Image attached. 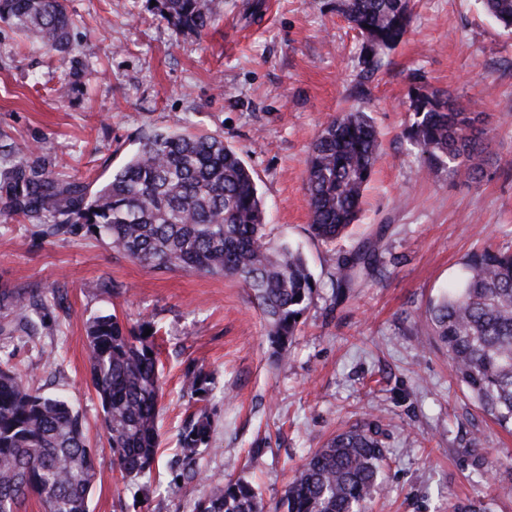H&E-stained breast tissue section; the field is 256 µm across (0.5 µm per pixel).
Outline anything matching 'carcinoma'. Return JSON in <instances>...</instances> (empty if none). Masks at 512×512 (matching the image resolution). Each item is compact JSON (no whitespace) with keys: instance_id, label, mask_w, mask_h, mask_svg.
<instances>
[{"instance_id":"1","label":"carcinoma","mask_w":512,"mask_h":512,"mask_svg":"<svg viewBox=\"0 0 512 512\" xmlns=\"http://www.w3.org/2000/svg\"><path fill=\"white\" fill-rule=\"evenodd\" d=\"M482 10L512 30V0H480ZM164 19L179 33L202 34L216 17L215 0H160ZM336 11L366 44L362 64L379 69L386 51L407 33L411 0H336ZM0 21L35 36L48 53L74 50L75 19L67 0H0ZM405 136L428 168L453 179L482 172L480 113L467 111L449 91L420 81L411 88ZM381 156L372 118L350 110L332 118L311 144L305 168L311 234L325 243L345 236L358 219L363 191ZM7 214L53 223L45 235L91 236L160 272L185 271L238 280L251 292L284 346L317 292L303 253L270 245L265 209L241 153L223 136L155 131L98 190L18 157L4 181ZM375 240L339 256L333 287L348 292L379 271ZM432 333L448 350L456 377L497 424L512 430V250L474 256L466 274L426 312ZM151 334L144 335L145 330ZM146 323L124 325L112 313L87 327L92 387L99 399L113 463L136 478L151 472L158 443L159 358ZM182 391L197 401L209 375L190 365ZM212 420L193 413L179 448L193 456L208 446ZM385 449L379 431L352 425L311 452L297 469L275 512H363L380 486ZM95 455L83 419L66 401L42 394L0 363V512H21L35 497L43 512H89ZM195 512H261L244 482L213 486Z\"/></svg>"}]
</instances>
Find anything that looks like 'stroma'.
Wrapping results in <instances>:
<instances>
[{
    "label": "stroma",
    "mask_w": 512,
    "mask_h": 512,
    "mask_svg": "<svg viewBox=\"0 0 512 512\" xmlns=\"http://www.w3.org/2000/svg\"><path fill=\"white\" fill-rule=\"evenodd\" d=\"M410 28L382 67L336 0H217L202 35L176 34L152 0H67L75 50L49 54L0 22V174L22 150L97 186L156 130L223 135L253 169L272 244L298 247L320 288L278 364L270 327L234 279L158 272L88 237L53 239L39 219L0 215V314L37 305L31 328L0 335V361L79 411L96 455L90 512H194L206 482L252 484L273 512L308 453L348 426H376L386 450L367 512H448L481 501L512 512V431L481 410L425 322L431 301L487 246L512 247V32L478 0H411ZM69 97L55 90L73 71ZM423 75L483 113V172L422 171L404 135ZM368 112L382 156L345 238L309 232V147L338 113ZM381 239L375 278L340 295L339 255ZM120 293L101 289V282ZM113 312L159 330L160 447L151 472L112 462L90 382L86 326ZM210 376L209 447L185 460L188 365Z\"/></svg>",
    "instance_id": "stroma-1"
}]
</instances>
